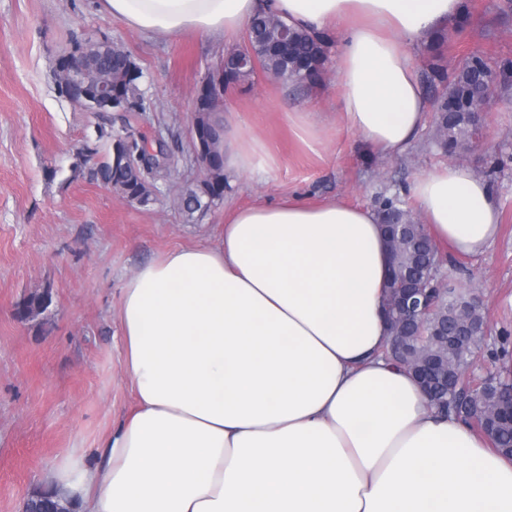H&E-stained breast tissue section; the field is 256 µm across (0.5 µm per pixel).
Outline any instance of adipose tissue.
I'll return each instance as SVG.
<instances>
[{"mask_svg":"<svg viewBox=\"0 0 512 512\" xmlns=\"http://www.w3.org/2000/svg\"><path fill=\"white\" fill-rule=\"evenodd\" d=\"M164 36L232 42L255 13L337 42L336 125L373 153H404L425 125L410 46L464 0H101ZM275 157L224 123V169ZM435 242L496 238L491 184L464 164L412 188ZM388 260L375 210L290 194L224 215L215 242L179 246L129 276L117 319L135 405L92 466L71 449L59 494L80 512H512V458L437 412L385 359Z\"/></svg>","mask_w":512,"mask_h":512,"instance_id":"ef3b65f1","label":"adipose tissue"}]
</instances>
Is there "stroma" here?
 Listing matches in <instances>:
<instances>
[{
	"label": "stroma",
	"instance_id": "stroma-1",
	"mask_svg": "<svg viewBox=\"0 0 512 512\" xmlns=\"http://www.w3.org/2000/svg\"><path fill=\"white\" fill-rule=\"evenodd\" d=\"M466 3L467 17L443 28V62L453 72L479 55L496 78L481 144L461 141L455 156L492 185L501 230L483 253L446 246L440 253L449 284L483 299L491 333L474 371L483 377L512 369V0ZM87 33L135 57L150 108L132 124L183 153L179 175L150 206L71 172L83 144L107 148L98 137L102 119L54 91L55 58ZM227 49L198 33L163 37L133 28L102 11L100 0H0V512H21L63 455L94 447L132 409L115 317L126 276L170 248L211 243L227 209L290 192L371 208L379 195L412 186L455 157L436 145L431 119L396 158L371 155L355 135L335 133V61L313 88L260 73L253 84L227 87L224 105L261 136L277 164L226 176L221 205L187 220L174 198L198 177L190 149L194 91ZM291 110L315 113L330 128L323 146L300 141ZM43 288L52 293L48 310L18 318L17 302Z\"/></svg>",
	"mask_w": 512,
	"mask_h": 512
}]
</instances>
